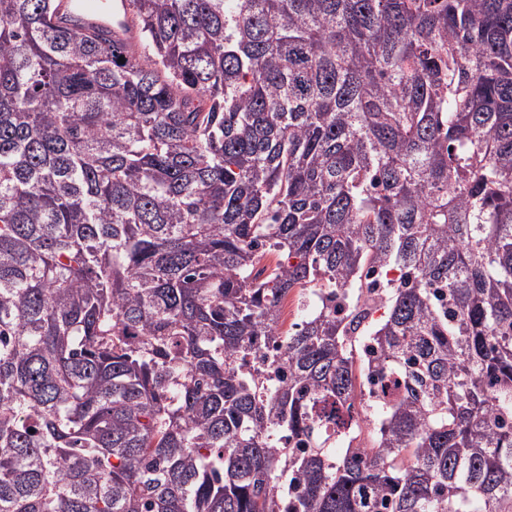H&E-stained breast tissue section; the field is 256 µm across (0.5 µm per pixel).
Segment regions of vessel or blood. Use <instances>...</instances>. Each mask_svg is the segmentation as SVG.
<instances>
[{"label": "vessel or blood", "instance_id": "b4317fda", "mask_svg": "<svg viewBox=\"0 0 512 512\" xmlns=\"http://www.w3.org/2000/svg\"><path fill=\"white\" fill-rule=\"evenodd\" d=\"M52 20L75 31L106 28L131 53L140 51V26L130 0H58Z\"/></svg>", "mask_w": 512, "mask_h": 512}]
</instances>
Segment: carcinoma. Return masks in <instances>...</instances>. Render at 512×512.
<instances>
[{
    "instance_id": "1",
    "label": "carcinoma",
    "mask_w": 512,
    "mask_h": 512,
    "mask_svg": "<svg viewBox=\"0 0 512 512\" xmlns=\"http://www.w3.org/2000/svg\"><path fill=\"white\" fill-rule=\"evenodd\" d=\"M130 2L0 0V512H512V0ZM52 21L74 31L104 27L110 32L111 40L126 45L133 55L141 50L140 26L130 0H101L96 4L86 0H59Z\"/></svg>"
}]
</instances>
